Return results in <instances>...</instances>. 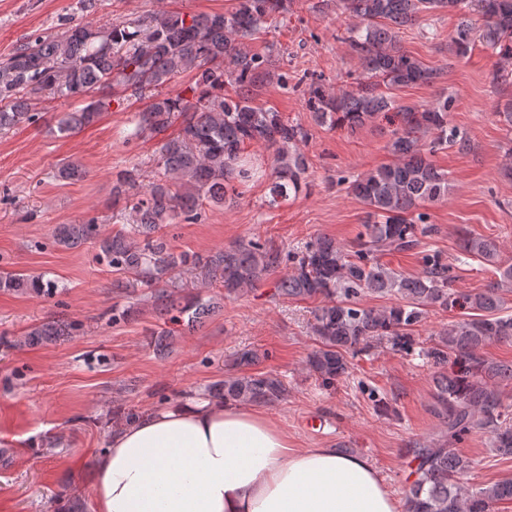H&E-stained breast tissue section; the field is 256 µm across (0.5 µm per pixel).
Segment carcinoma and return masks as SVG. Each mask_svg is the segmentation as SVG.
Wrapping results in <instances>:
<instances>
[{"label": "carcinoma", "mask_w": 512, "mask_h": 512, "mask_svg": "<svg viewBox=\"0 0 512 512\" xmlns=\"http://www.w3.org/2000/svg\"><path fill=\"white\" fill-rule=\"evenodd\" d=\"M336 10L353 20L340 39L356 56L359 72L351 88H333L325 77L307 78L306 106L318 125L364 127L378 120L392 126L388 148L395 161L360 175L349 188L367 207L363 231L348 244L327 236L314 238L290 255L257 240L239 241L205 262L174 253L160 226L179 217L197 215L200 202L226 204L250 181L252 168L243 163L247 143L271 151L272 174L265 204L275 207L309 188V165L300 146L309 129L285 120L270 109L253 106L264 79L277 76L288 88V73L274 74L279 59L270 48L264 54L248 42L264 25L288 13L290 0H235L232 11L184 14L168 11L135 21L114 22L108 28L65 23L56 36L36 35L0 58V132L39 120L33 101L42 96L68 100L105 88H120L129 97L146 95L152 102L135 113L132 136L163 131L175 114L181 129L159 148L157 178L139 190L134 170H123L112 186L113 203H124L134 214L127 233L101 242V251L116 272L134 276L117 279L119 290L137 285L148 289L156 312L167 322L201 325L214 310L193 298L173 302L162 278L170 270L191 265L219 275L230 297L253 286L282 265L291 272L278 282L275 295L284 299L323 298L310 324L319 346L308 357L310 370L331 386L349 370L346 354L358 353L375 338L393 349L415 350L416 327L431 307L458 310L461 317L438 332L427 356L442 368L434 378L435 410L446 424L444 439L412 449L418 465L405 500V512H492L494 504L512 501V480L489 486H466L458 475L472 461L455 445L473 433L490 436L492 448L512 456V405L503 389L512 385V361L484 355L489 344H512V314L503 315L505 295L512 293V264L501 261L490 238L461 233L464 255L496 269L498 278L476 292L452 287L450 266L436 252H423L422 271L407 277L380 262L386 251L413 252L437 231L424 211L428 203L448 197V173L430 159L442 145L468 153V134L453 123L448 103L421 108L398 103L391 91L409 85L435 83L441 69L425 65L407 51L401 30L437 11H456L460 21L449 36L450 52L465 56L480 40L497 61L496 84L512 85V0H335ZM483 18L477 30L472 15ZM185 71L194 72L192 96L165 92ZM231 86L234 95L224 94ZM110 106L92 98L82 108L64 113L58 132L71 134L94 122ZM97 235V225L63 224L56 243L75 248ZM0 288L50 295L54 283L38 276L0 272ZM367 294L399 298L386 307H367ZM67 334L55 321L32 328L26 340L38 344ZM260 354L244 348L233 355L238 373L213 381L208 395L248 405H271L288 390L272 372L250 371Z\"/></svg>", "instance_id": "cac0c4a2"}]
</instances>
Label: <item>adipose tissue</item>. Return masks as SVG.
Returning a JSON list of instances; mask_svg holds the SVG:
<instances>
[{
	"instance_id": "1",
	"label": "adipose tissue",
	"mask_w": 512,
	"mask_h": 512,
	"mask_svg": "<svg viewBox=\"0 0 512 512\" xmlns=\"http://www.w3.org/2000/svg\"><path fill=\"white\" fill-rule=\"evenodd\" d=\"M90 495L94 512H400L366 458L292 447L266 413L199 397L114 429Z\"/></svg>"
}]
</instances>
